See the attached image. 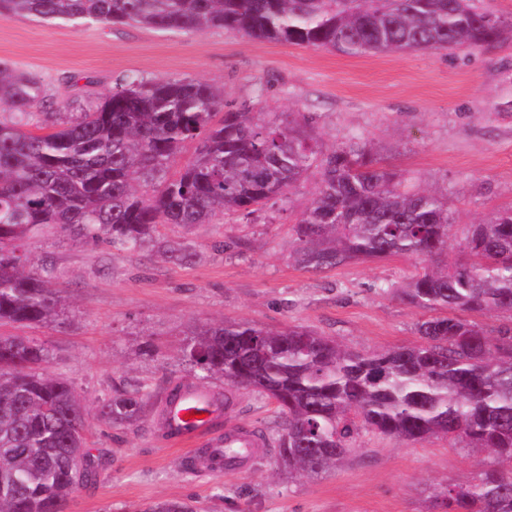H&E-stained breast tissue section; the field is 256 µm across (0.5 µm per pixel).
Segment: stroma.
Wrapping results in <instances>:
<instances>
[{"mask_svg":"<svg viewBox=\"0 0 512 512\" xmlns=\"http://www.w3.org/2000/svg\"><path fill=\"white\" fill-rule=\"evenodd\" d=\"M0 60L38 77L56 112L65 103L91 104L120 78H199L223 86L229 106L308 120L323 150L368 143L403 188L447 194L453 259L464 256L466 225L512 207V36L473 51L345 55L223 29L162 32L0 15ZM318 182L309 171L248 220L160 225L158 247L143 254L85 245L55 228L29 241L31 266L51 262L66 308L53 323L0 325V336L50 349V372L75 388L90 414L84 442L100 462L96 484L76 490L65 512H130L166 499L196 512H431V492L471 476L474 455L446 439L404 446L363 430L343 467L311 479L273 474L268 458L199 477L184 462L204 440L170 441L158 410L126 428L97 417L116 391L192 379L177 350L205 322L304 325L357 351L417 342L415 325L427 313L395 290L419 261L314 271L294 260L295 222ZM173 241L190 245L195 260L169 262L161 247ZM276 421L272 400L241 390L218 426L269 435Z\"/></svg>","mask_w":512,"mask_h":512,"instance_id":"obj_1","label":"stroma"}]
</instances>
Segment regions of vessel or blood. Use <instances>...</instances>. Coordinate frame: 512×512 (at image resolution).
Instances as JSON below:
<instances>
[{"label": "vessel or blood", "mask_w": 512, "mask_h": 512, "mask_svg": "<svg viewBox=\"0 0 512 512\" xmlns=\"http://www.w3.org/2000/svg\"><path fill=\"white\" fill-rule=\"evenodd\" d=\"M216 394L212 389L184 385L179 397L166 404L162 420L169 438L187 442L199 436H208L214 451H223L232 445L242 450L243 460H251L269 447V438L260 432L234 428L224 432L215 430L213 420L217 412Z\"/></svg>", "instance_id": "obj_1"}]
</instances>
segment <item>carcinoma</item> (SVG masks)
Listing matches in <instances>:
<instances>
[{
  "instance_id": "cac0c4a2",
  "label": "carcinoma",
  "mask_w": 512,
  "mask_h": 512,
  "mask_svg": "<svg viewBox=\"0 0 512 512\" xmlns=\"http://www.w3.org/2000/svg\"><path fill=\"white\" fill-rule=\"evenodd\" d=\"M44 21L143 25L157 31L239 32L253 40L346 55L474 48L512 32L476 0H0V15ZM33 75L0 62V324H39L61 312L51 267L26 269L24 243L49 226L130 253L155 246L159 224L251 217L320 170L295 225L296 259L323 270L403 256L426 263L399 296L450 316L419 321L411 346L358 352L303 325L272 330L246 321L202 325L180 348L201 384L274 401V471L311 478L350 457L364 429L402 444L443 436L483 453L464 482L431 496L442 512H512V333L491 335L469 313L512 314V209L464 236L467 258L437 259L454 224L433 189L405 191L366 145L321 150L308 125L243 107L224 110V88L193 79H127L71 120L34 134L43 103ZM195 150L169 174L182 144ZM169 261L193 258L165 245ZM50 350L0 336V512H64L97 478L84 448L89 414L67 381L47 373ZM152 392L134 388L103 403L114 427L142 417ZM135 512H194L177 500Z\"/></svg>"
}]
</instances>
